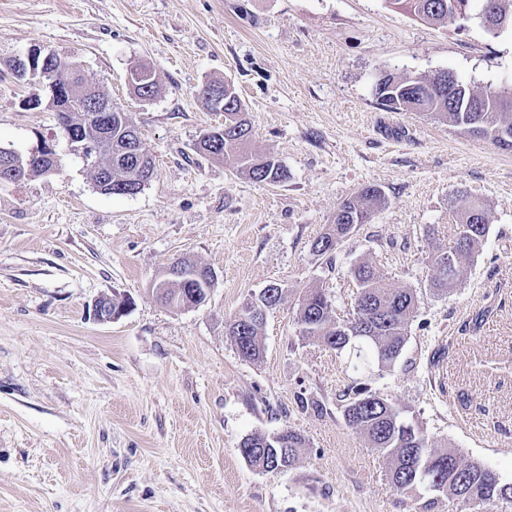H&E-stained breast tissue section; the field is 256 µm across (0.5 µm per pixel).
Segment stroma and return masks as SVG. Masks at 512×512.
<instances>
[{
  "instance_id": "1",
  "label": "stroma",
  "mask_w": 512,
  "mask_h": 512,
  "mask_svg": "<svg viewBox=\"0 0 512 512\" xmlns=\"http://www.w3.org/2000/svg\"><path fill=\"white\" fill-rule=\"evenodd\" d=\"M34 44L79 62L127 113L157 175L136 195H105L67 152L56 174L0 183V512H418L430 492L391 488L344 421L355 382L387 395L433 450L512 482V151L375 95L386 72L510 86L512 33L430 25L388 0H0V147L23 153L58 131L55 113L22 107L31 89L8 68ZM140 62L159 85L147 102L127 83ZM210 81L234 85L251 150L288 182L197 153L224 122L198 95ZM367 185L385 208L336 253L313 254ZM460 190L486 203L489 232L439 297L429 256L454 236ZM182 257L217 274L196 308L152 292ZM363 261L420 296L398 362L373 375L300 340L295 322L308 288L327 293L332 319L350 318ZM272 282L285 296L264 355L244 360L225 324ZM112 294L132 307L95 321L93 301ZM289 427L306 440L291 468L246 463L248 435Z\"/></svg>"
}]
</instances>
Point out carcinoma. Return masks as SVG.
Segmentation results:
<instances>
[{
	"instance_id": "obj_1",
	"label": "carcinoma",
	"mask_w": 512,
	"mask_h": 512,
	"mask_svg": "<svg viewBox=\"0 0 512 512\" xmlns=\"http://www.w3.org/2000/svg\"><path fill=\"white\" fill-rule=\"evenodd\" d=\"M418 20L429 24L452 23L462 14H486L493 20L487 31L496 34L495 26L512 29V0H390ZM224 88V129L221 139L208 144L200 154L217 160L236 173L255 182L281 184L288 182L290 173L277 159L249 153L245 145L252 137V126L234 86L229 83L207 82L199 96L211 104L212 90ZM468 97L456 101L448 97L436 76L398 78L384 75L376 84L381 104L393 112H416L448 122L461 132L476 134L503 149H512V86L482 93L468 88ZM105 93L79 78L76 90L54 103L58 123L67 125L76 138L95 137L97 127L90 121V108ZM140 140L137 127L126 113L118 111L112 127L104 136V150L99 152L93 167L94 181L104 186L107 194H124V185L135 177L151 181L156 164L151 155L139 149L141 157L124 159L126 139ZM49 165L45 157H35L16 174L21 182L44 174ZM385 203L383 191L365 186L347 199L336 211L332 224L312 244L320 256L332 255L354 227L366 224ZM457 224L453 241L438 246L431 253L434 271L431 287L434 293L446 295L457 286L462 276L464 260L479 252L488 234V212L485 204L464 191L453 199ZM358 292L354 313L338 322L330 316L331 301L320 288H312L298 297L295 321L299 336L317 341L339 353L349 352L357 360L355 368L392 369L407 342L408 325L418 310L419 296L413 288H394L386 278L367 262L353 268ZM202 280L188 281L167 274L153 284V292L162 303L175 308H194L205 296ZM264 315L256 311L254 301L245 303L241 311L227 322L238 353L255 361L264 353L260 342ZM353 397L344 407L346 423L364 435L368 447L382 459L384 476L400 493L420 489L445 495L462 512H486L493 506L497 512H512V483L501 481L485 466L464 460L455 448L446 451L428 449V439L402 415L387 396L370 387L353 386ZM305 438L288 429V447L281 448L271 441L260 446L247 437L241 444L242 456L255 470L273 472L277 464L292 465Z\"/></svg>"
}]
</instances>
